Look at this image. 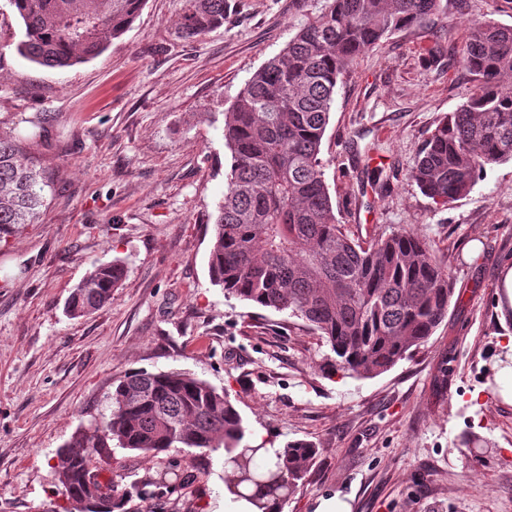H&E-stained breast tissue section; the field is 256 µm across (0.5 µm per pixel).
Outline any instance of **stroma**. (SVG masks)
I'll use <instances>...</instances> for the list:
<instances>
[{"mask_svg": "<svg viewBox=\"0 0 512 512\" xmlns=\"http://www.w3.org/2000/svg\"><path fill=\"white\" fill-rule=\"evenodd\" d=\"M327 5L225 0L223 26L187 41L182 0H145L100 56L53 69L17 54L24 27L0 0V136L29 135L28 155L53 181L38 222L0 235V512H78L58 454L109 415L114 381L138 370L187 372L227 391L250 444L316 443L285 512H315L327 498L349 512H512V399L497 383L512 338L499 288L512 267V162L445 206L409 179L418 151L478 87L454 61L470 26L512 25V0H446L369 49L339 81L323 139L345 232L410 230L449 266L454 297L427 344L379 376L329 378L319 371L326 348L301 319L210 282L230 165L224 114ZM43 115L48 132L32 139ZM360 137L373 151H356ZM115 259L127 273L111 304L68 316L73 288ZM175 470L192 480L120 512H219V451L116 448L96 474L119 491Z\"/></svg>", "mask_w": 512, "mask_h": 512, "instance_id": "stroma-1", "label": "stroma"}]
</instances>
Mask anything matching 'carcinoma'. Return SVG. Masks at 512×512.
Returning a JSON list of instances; mask_svg holds the SVG:
<instances>
[{
    "instance_id": "cac0c4a2",
    "label": "carcinoma",
    "mask_w": 512,
    "mask_h": 512,
    "mask_svg": "<svg viewBox=\"0 0 512 512\" xmlns=\"http://www.w3.org/2000/svg\"><path fill=\"white\" fill-rule=\"evenodd\" d=\"M24 25L17 53L68 68L103 53L144 0H10ZM442 0H330L279 53L257 69L224 113L231 153L209 253L211 282L241 300L303 320L329 347L322 373L380 375L426 344L454 295L448 268L411 231L362 244L338 224L320 158L338 81L370 47L441 11ZM224 25V0H183L179 29L196 38ZM479 87L420 150L410 179L437 205L471 192L486 167L512 160V26L472 25L461 54ZM49 177L18 140L0 137V232L33 224ZM126 276L100 263L73 289L66 310L87 317L112 301ZM101 432L75 433L57 474L69 498L112 446L154 455L223 450L230 493L263 512L298 487L320 453L310 441L281 448L244 442L229 395L184 372L139 370L114 386ZM166 480L130 484L128 497L162 495Z\"/></svg>"
}]
</instances>
